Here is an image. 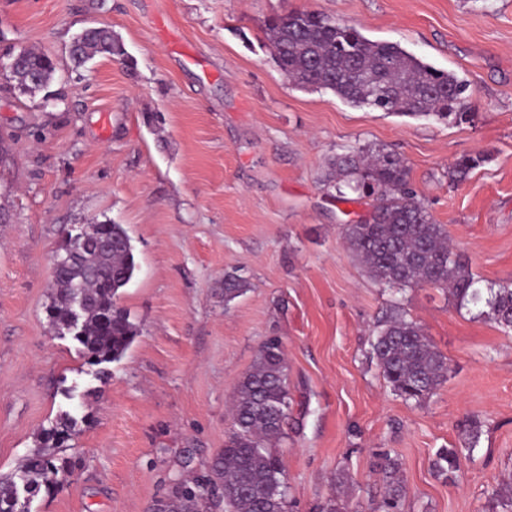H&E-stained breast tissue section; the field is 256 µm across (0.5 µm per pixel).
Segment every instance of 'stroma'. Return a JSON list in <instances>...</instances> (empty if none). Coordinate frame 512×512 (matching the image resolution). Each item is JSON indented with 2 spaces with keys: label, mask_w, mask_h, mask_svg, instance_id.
Masks as SVG:
<instances>
[{
  "label": "stroma",
  "mask_w": 512,
  "mask_h": 512,
  "mask_svg": "<svg viewBox=\"0 0 512 512\" xmlns=\"http://www.w3.org/2000/svg\"><path fill=\"white\" fill-rule=\"evenodd\" d=\"M314 10L399 44L466 81L469 122L387 115L296 87L264 33ZM112 29L127 59L70 58L74 37ZM33 47L58 73L44 95L0 75V474L16 472L62 413L88 416L79 458L31 512H148L174 479L203 476L231 433L230 407L262 342L280 337L289 408L275 446L291 512H380L384 456L400 460L399 512H488L512 479V335L429 285L382 287L343 224L368 198L336 200L337 153L405 159L433 220L481 284L512 287V0H0V52ZM490 159L459 184L457 159ZM122 225L137 265L119 304L139 328L93 365L49 329L64 229ZM248 290L224 299V275ZM448 361L429 398L404 401L371 354L393 304ZM457 476L441 449L464 448Z\"/></svg>",
  "instance_id": "1"
}]
</instances>
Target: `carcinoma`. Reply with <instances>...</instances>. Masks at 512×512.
I'll use <instances>...</instances> for the list:
<instances>
[{
    "label": "carcinoma",
    "instance_id": "1",
    "mask_svg": "<svg viewBox=\"0 0 512 512\" xmlns=\"http://www.w3.org/2000/svg\"><path fill=\"white\" fill-rule=\"evenodd\" d=\"M265 32L281 71L297 87L329 90L354 106L387 114L460 122L470 117L464 105L468 84L396 43L372 41L358 28L316 11L272 16L265 22ZM98 54L126 57L123 43L107 27L86 29L71 45L77 65ZM56 74L49 56L24 48L6 78L34 95L48 88ZM486 161L483 154L458 159L448 168V181L464 182ZM333 169L338 201H349L347 189L378 200L368 219L343 225L350 249L363 259L375 281L389 288H444L460 305L476 307L480 316L512 332V287H478L469 262L449 243L443 225L433 220L412 187L401 156L358 147L337 155ZM96 234L106 242L79 254L66 246L56 256L61 270L52 275L47 315L50 330L62 336L73 305L82 303V333L75 340L88 361L99 365L119 360L138 328L118 304L120 291L136 269L130 238L122 225L106 222L97 223ZM247 288L245 279L225 275L224 301ZM372 354L391 390L405 401L428 398L447 378V359L396 305L376 326ZM286 370L281 341L267 339L253 369L239 382L231 406L232 435L202 480L192 485L181 479L172 482L162 499L167 512H285L286 473L271 446L282 437L288 412ZM77 435V419L68 413L38 433L20 471L0 476V512H13L15 487L21 480L32 494L50 492L65 480L77 462L64 455V448ZM460 454L456 448L443 449L435 461L437 470L455 475ZM384 471L383 506L394 512L404 493L400 464L387 459ZM488 503L491 512H512V487L493 490Z\"/></svg>",
    "mask_w": 512,
    "mask_h": 512
}]
</instances>
